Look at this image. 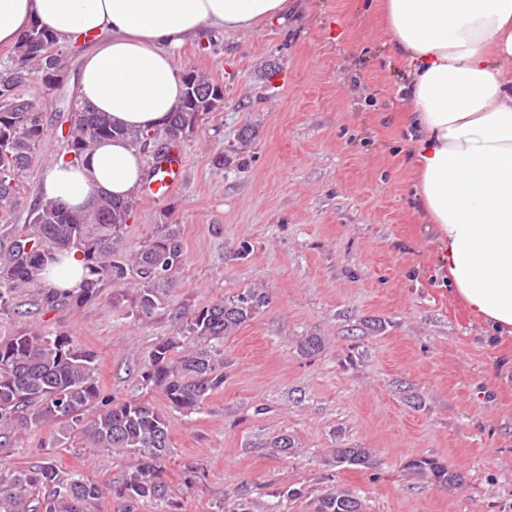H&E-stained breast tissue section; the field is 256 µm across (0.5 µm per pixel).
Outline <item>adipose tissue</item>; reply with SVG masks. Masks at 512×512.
Masks as SVG:
<instances>
[{
  "instance_id": "obj_1",
  "label": "adipose tissue",
  "mask_w": 512,
  "mask_h": 512,
  "mask_svg": "<svg viewBox=\"0 0 512 512\" xmlns=\"http://www.w3.org/2000/svg\"><path fill=\"white\" fill-rule=\"evenodd\" d=\"M289 0H0V46L31 24L87 39L79 104L128 130L164 127L185 91L173 51L210 30H253ZM390 45L407 65L416 185L452 293L486 325L512 333V0H385ZM124 137L83 163L58 160L39 193L71 208L139 186Z\"/></svg>"
}]
</instances>
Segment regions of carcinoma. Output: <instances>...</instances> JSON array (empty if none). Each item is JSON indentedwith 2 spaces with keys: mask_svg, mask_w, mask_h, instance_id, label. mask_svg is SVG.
Masks as SVG:
<instances>
[{
  "mask_svg": "<svg viewBox=\"0 0 512 512\" xmlns=\"http://www.w3.org/2000/svg\"><path fill=\"white\" fill-rule=\"evenodd\" d=\"M69 46L50 30L34 23L14 49L11 64L0 68V216L14 210L18 181L30 166L44 139L40 104L25 99L18 89L39 73L46 90L62 81ZM201 93L184 96L168 124L166 137L175 142L191 136L204 116L223 107V86L189 73ZM126 136L143 149L154 138L147 132L132 133L89 107L75 109L68 131L62 134V157L75 163L85 159L102 140ZM133 209V201L102 199L90 210L74 213L37 197L29 207L27 232L13 241L0 261V314L16 312L13 290L38 279L50 262L60 263L54 251L75 248L84 255L86 273L78 290L46 289L33 300L29 314L41 316L95 298L104 281L134 279L137 305L148 315L162 301L160 290L171 286L185 262L184 247L175 224H165L133 259L122 257L117 243ZM267 296L252 290L228 301L200 308L180 328V335L155 343L141 372L143 382L161 389L179 409L192 412L209 393L224 385V350L218 343L266 303ZM205 341L178 360H173L181 338ZM98 354L76 342L67 331L45 334L23 332L0 340V438L20 430H36L54 424L56 448L71 436H82L94 448L116 454L140 456L137 468L111 488L112 496L132 508L141 502H169V486L160 460L169 448L168 423L150 403L117 402L101 392L97 378ZM336 463L356 468L373 466L366 448H337ZM407 467L433 483L454 487L464 476L435 459L414 458ZM104 490L79 473L60 471L51 461L0 476V512H91ZM361 499L349 488L336 485L314 501L313 512H342L344 505Z\"/></svg>",
  "mask_w": 512,
  "mask_h": 512,
  "instance_id": "carcinoma-1",
  "label": "carcinoma"
}]
</instances>
